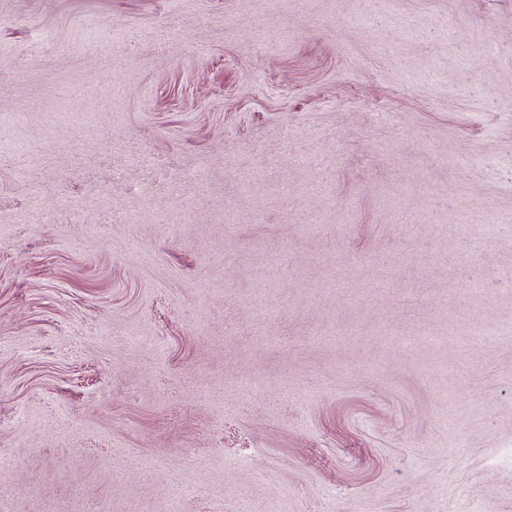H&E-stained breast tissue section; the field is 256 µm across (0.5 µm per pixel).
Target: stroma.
<instances>
[{
    "instance_id": "obj_1",
    "label": "stroma",
    "mask_w": 512,
    "mask_h": 512,
    "mask_svg": "<svg viewBox=\"0 0 512 512\" xmlns=\"http://www.w3.org/2000/svg\"><path fill=\"white\" fill-rule=\"evenodd\" d=\"M0 506L512 512V0H0Z\"/></svg>"
}]
</instances>
